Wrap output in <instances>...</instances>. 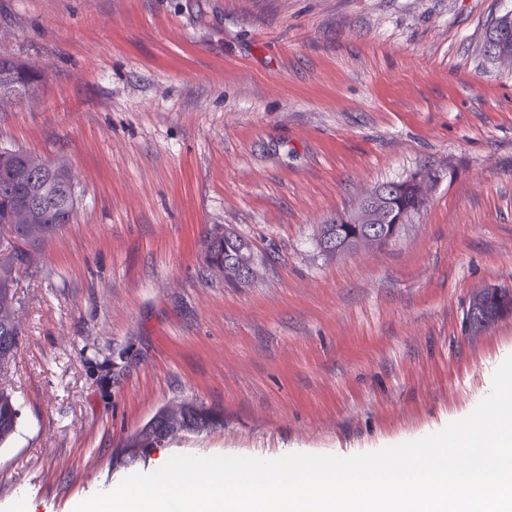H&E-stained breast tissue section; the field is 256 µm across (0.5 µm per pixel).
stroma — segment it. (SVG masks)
Here are the masks:
<instances>
[{"label": "stroma", "mask_w": 512, "mask_h": 512, "mask_svg": "<svg viewBox=\"0 0 512 512\" xmlns=\"http://www.w3.org/2000/svg\"><path fill=\"white\" fill-rule=\"evenodd\" d=\"M512 0H0V57L37 67L0 101V147L66 161L73 223L18 273L21 407L0 512H74L187 454L342 457L471 413L512 317L467 337L480 288L512 289V68L484 53ZM437 183L400 237L330 258L321 224L366 189ZM221 225L255 280L203 259ZM182 400L221 429L119 463ZM203 247L208 267L223 276L225 283L239 285L257 277L259 271L254 261V249L240 236L215 228L207 233ZM245 265H252L251 275L241 279L239 270Z\"/></svg>", "instance_id": "obj_1"}]
</instances>
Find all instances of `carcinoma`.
Wrapping results in <instances>:
<instances>
[{"mask_svg":"<svg viewBox=\"0 0 512 512\" xmlns=\"http://www.w3.org/2000/svg\"><path fill=\"white\" fill-rule=\"evenodd\" d=\"M485 54L497 60L512 63V17L505 15L490 28L484 45ZM38 72L29 65L0 58V95L25 97L33 92ZM19 156L0 152V232L8 238L0 240V365L14 359L19 350L20 329L17 328L18 308L15 293L8 281H16V268L35 262L28 247H39L65 224L73 221L78 198L61 189L52 198L44 219L31 222L25 209V166L23 158L32 153L17 150ZM426 195L418 183H404L396 195L389 199L383 211L375 217L379 224L391 225L403 212L421 207ZM321 252L329 257L354 250L379 249L386 242L367 235L353 237V232L341 228L337 222L323 224L318 234ZM208 267L224 277V282L244 283L239 270L251 267L250 278L258 275L254 249L240 236L219 228L207 233L203 241ZM21 410L12 394L0 389V447L8 444L18 431ZM224 427V414L220 411L189 403L178 402L163 407L143 427L128 437L123 445V457L134 460L158 448L190 435L210 432Z\"/></svg>","mask_w":512,"mask_h":512,"instance_id":"carcinoma-1","label":"carcinoma"}]
</instances>
